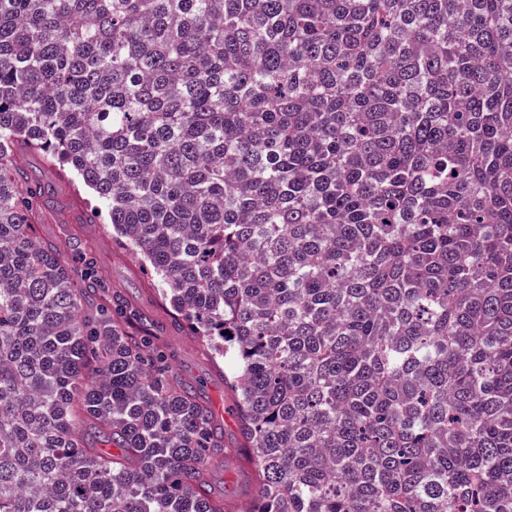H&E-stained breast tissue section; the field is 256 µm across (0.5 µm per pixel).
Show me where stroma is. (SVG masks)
Here are the masks:
<instances>
[{
  "instance_id": "35a3bbf8",
  "label": "stroma",
  "mask_w": 512,
  "mask_h": 512,
  "mask_svg": "<svg viewBox=\"0 0 512 512\" xmlns=\"http://www.w3.org/2000/svg\"><path fill=\"white\" fill-rule=\"evenodd\" d=\"M18 166L34 180L50 187L42 201L43 222L37 235L43 241H61L66 260L81 266L85 255H92L105 287L122 289L126 297L150 309L159 322H166L165 312L153 306L157 277L153 269L134 253L118 248L112 241V226L106 217L90 220L87 190H78L59 180L45 169L38 154L20 156ZM175 356L171 366L207 397L224 428V442L231 452L215 461L209 470L214 488L232 501L239 512H245L254 495L252 473L243 458L234 455L238 445V424L224 390V379L218 369L202 353L193 338L179 336L174 340Z\"/></svg>"
}]
</instances>
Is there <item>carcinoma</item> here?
Listing matches in <instances>:
<instances>
[{"label":"carcinoma","mask_w":512,"mask_h":512,"mask_svg":"<svg viewBox=\"0 0 512 512\" xmlns=\"http://www.w3.org/2000/svg\"><path fill=\"white\" fill-rule=\"evenodd\" d=\"M31 151L224 365L248 512H512V0H0V512H233Z\"/></svg>","instance_id":"1"}]
</instances>
